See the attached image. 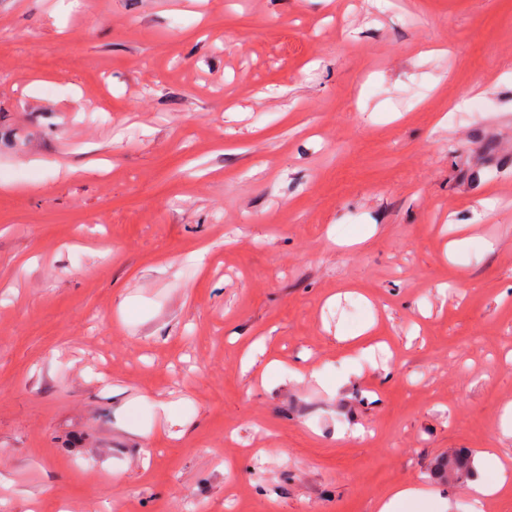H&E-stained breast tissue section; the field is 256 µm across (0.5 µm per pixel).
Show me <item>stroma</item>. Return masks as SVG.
<instances>
[{
  "label": "stroma",
  "instance_id": "35a3bbf8",
  "mask_svg": "<svg viewBox=\"0 0 512 512\" xmlns=\"http://www.w3.org/2000/svg\"><path fill=\"white\" fill-rule=\"evenodd\" d=\"M510 403L512 0H0V512H461ZM448 468L453 470L454 475H459L461 478L467 476L471 469V457L467 452L455 453L448 458L444 464L437 470L436 475L440 479L447 478ZM423 495V492L412 484H401L395 486L387 495L377 503L378 512H398L407 501L416 499Z\"/></svg>",
  "mask_w": 512,
  "mask_h": 512
}]
</instances>
